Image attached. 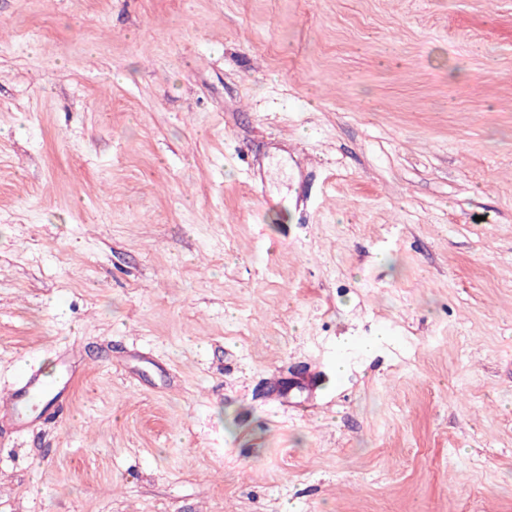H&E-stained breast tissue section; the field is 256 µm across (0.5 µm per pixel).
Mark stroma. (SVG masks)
<instances>
[{
    "instance_id": "obj_1",
    "label": "stroma",
    "mask_w": 512,
    "mask_h": 512,
    "mask_svg": "<svg viewBox=\"0 0 512 512\" xmlns=\"http://www.w3.org/2000/svg\"><path fill=\"white\" fill-rule=\"evenodd\" d=\"M63 350L0 512H512V0H0V389Z\"/></svg>"
}]
</instances>
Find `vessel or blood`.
Masks as SVG:
<instances>
[{"label":"vessel or blood","mask_w":512,"mask_h":512,"mask_svg":"<svg viewBox=\"0 0 512 512\" xmlns=\"http://www.w3.org/2000/svg\"><path fill=\"white\" fill-rule=\"evenodd\" d=\"M57 373H47L31 368L4 394L0 395V422L12 428L25 430L34 425L38 418L35 412L36 400L60 402L64 399L66 384L64 379L71 373L65 358H57Z\"/></svg>","instance_id":"b4317fda"}]
</instances>
